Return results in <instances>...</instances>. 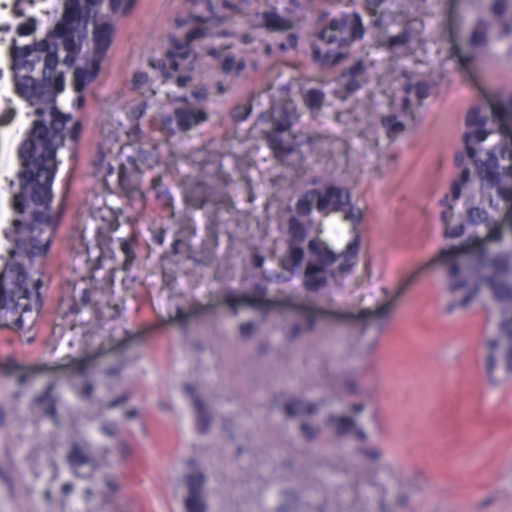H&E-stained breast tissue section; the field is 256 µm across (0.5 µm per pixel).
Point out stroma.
Here are the masks:
<instances>
[{"label": "stroma", "mask_w": 512, "mask_h": 512, "mask_svg": "<svg viewBox=\"0 0 512 512\" xmlns=\"http://www.w3.org/2000/svg\"><path fill=\"white\" fill-rule=\"evenodd\" d=\"M202 4L134 0L84 95L42 312L25 335L0 329V512H183L190 470L207 477L209 512H261L284 484L288 512H512V381L487 384L490 317L449 311L446 288L449 261L471 249L448 242L460 100L492 110L512 87V65L480 51L484 0H395L400 68L364 84L360 108L326 115L316 66L270 34L237 85L197 74L177 87L210 105L172 133L160 62ZM416 63L435 82L387 135L366 115L403 105ZM289 79L304 117L276 155L248 114ZM20 105L0 89V164L27 124ZM325 126L336 145L321 155L308 138ZM326 168L362 198L357 276L329 299L265 296L248 244ZM239 169L260 171L263 196L225 190ZM248 320L261 337L244 339ZM282 390L357 406L358 431L302 434L271 410Z\"/></svg>", "instance_id": "obj_1"}]
</instances>
